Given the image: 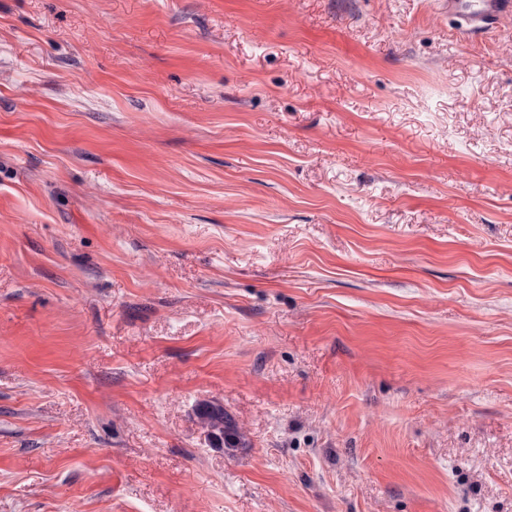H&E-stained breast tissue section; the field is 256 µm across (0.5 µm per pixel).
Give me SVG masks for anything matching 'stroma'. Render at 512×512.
<instances>
[{
  "mask_svg": "<svg viewBox=\"0 0 512 512\" xmlns=\"http://www.w3.org/2000/svg\"><path fill=\"white\" fill-rule=\"evenodd\" d=\"M0 512H512V15L0 0ZM197 419L206 430L208 438H223L226 448H239L246 445L244 435L239 431L232 416L224 405L214 400H202L195 408Z\"/></svg>",
  "mask_w": 512,
  "mask_h": 512,
  "instance_id": "1",
  "label": "stroma"
}]
</instances>
